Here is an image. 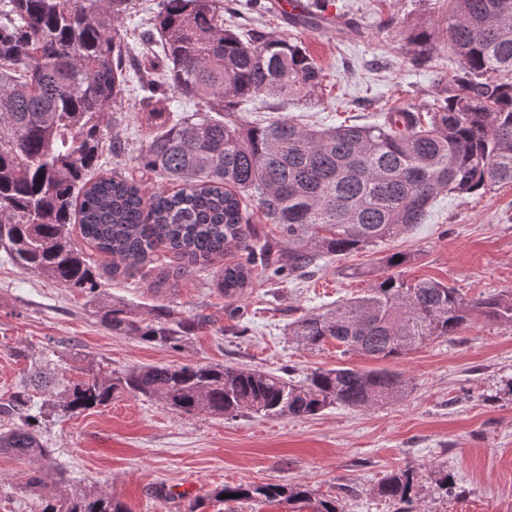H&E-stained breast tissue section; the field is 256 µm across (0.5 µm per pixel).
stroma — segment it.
Returning a JSON list of instances; mask_svg holds the SVG:
<instances>
[{"instance_id": "35a3bbf8", "label": "stroma", "mask_w": 512, "mask_h": 512, "mask_svg": "<svg viewBox=\"0 0 512 512\" xmlns=\"http://www.w3.org/2000/svg\"><path fill=\"white\" fill-rule=\"evenodd\" d=\"M330 29L299 36L322 70V91L308 107L260 97L243 104L254 119L271 113L301 124L372 123L393 105L432 101L435 71H454L446 51L448 0H334ZM224 22L238 30L284 34L278 11L262 15L224 0ZM432 35L430 63L413 66L408 28ZM120 154L104 153L97 175L122 173L151 188L166 179L138 167L149 128L145 109L122 98ZM74 243L95 266L100 293L90 296L50 277L17 267L0 251V403L39 363L59 380H78L91 366L121 371L134 366L198 362L259 369L304 378L315 369L375 368V360L319 349L289 333L296 319L337 301L363 295L385 277L448 283L468 298L512 292V184L465 196L439 195L425 223L408 234L346 257L325 255L304 273L254 272L237 308L215 287L224 264L241 261L237 250L208 268L183 266L170 253L113 274L111 257ZM395 253L407 263L391 268ZM120 302L137 316L166 306L174 317L208 314L212 323L172 350L132 336L112 334L100 310ZM409 381L405 396L369 409L340 405L318 415L234 419L184 415L161 398L129 394L82 413L53 416L39 429L55 454L44 469V492L27 485L34 461L0 454V512H41L44 495L104 490L130 512H291L287 503L240 504L218 498L227 485L301 483L315 499L333 500L343 512H397L376 488L388 474L413 468L422 475L417 512H512V325L475 318L457 336L426 341L389 361ZM65 470L69 483L53 481ZM456 482L449 496L435 487L439 471Z\"/></svg>"}]
</instances>
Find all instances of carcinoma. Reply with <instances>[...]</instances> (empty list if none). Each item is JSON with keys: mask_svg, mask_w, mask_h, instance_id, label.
<instances>
[{"mask_svg": "<svg viewBox=\"0 0 512 512\" xmlns=\"http://www.w3.org/2000/svg\"><path fill=\"white\" fill-rule=\"evenodd\" d=\"M330 0H310L289 24L320 30ZM136 0H0V249L23 268L96 295L94 266L69 225L112 256V273L150 263L161 252L206 267L231 247L247 254L227 265L217 288L238 299L255 264L274 274L325 255L346 256L424 223L443 192L475 194L512 183V0H448V53L459 68L436 73L433 103L385 112L372 124L304 126L282 116L250 122L238 114L265 96L309 105L321 72L298 38L224 26L223 0H161L152 26L129 44L120 34ZM411 62L429 59L430 34L407 37ZM156 46L159 78L129 85L126 63ZM173 92L204 109L176 120L153 96ZM133 92L150 107V135L139 161L178 189L153 192L132 176L91 177L100 154L121 150L115 105ZM254 203L277 225L288 251L253 243ZM137 318L120 303L104 326L164 347L212 322L175 319L164 307ZM512 324V293L472 299L437 280L389 276L361 297L292 323L304 346L336 343L345 353L393 360L425 341L457 335L473 316ZM409 389L387 368L338 367L295 381L263 370L186 363L125 372L89 369L40 403L25 389L0 404V453L48 460L35 430L47 412L75 414L116 394L160 397L178 413L235 418L315 415L333 403L368 409ZM420 473L385 477L377 494L416 512ZM236 501L308 503L302 483L224 486ZM41 512H129L111 494L44 501Z\"/></svg>", "mask_w": 512, "mask_h": 512, "instance_id": "carcinoma-1", "label": "carcinoma"}]
</instances>
